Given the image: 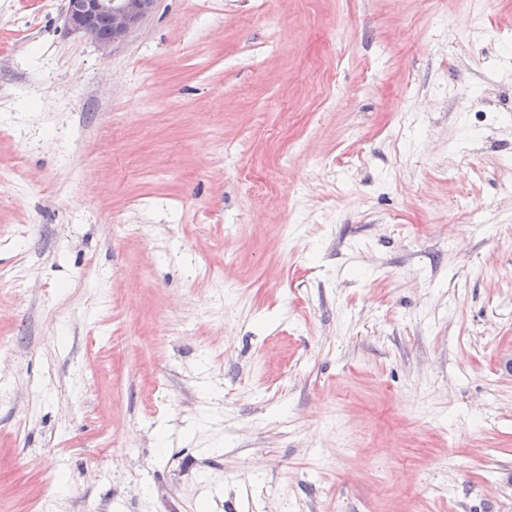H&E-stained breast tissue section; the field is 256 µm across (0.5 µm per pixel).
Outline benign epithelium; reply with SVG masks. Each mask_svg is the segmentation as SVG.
<instances>
[{
	"label": "benign epithelium",
	"mask_w": 512,
	"mask_h": 512,
	"mask_svg": "<svg viewBox=\"0 0 512 512\" xmlns=\"http://www.w3.org/2000/svg\"><path fill=\"white\" fill-rule=\"evenodd\" d=\"M156 0H66L64 23L108 51L122 42L155 8Z\"/></svg>",
	"instance_id": "benign-epithelium-1"
}]
</instances>
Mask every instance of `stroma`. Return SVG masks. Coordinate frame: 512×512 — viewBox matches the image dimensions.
I'll list each match as a JSON object with an SVG mask.
<instances>
[{
	"label": "stroma",
	"mask_w": 512,
	"mask_h": 512,
	"mask_svg": "<svg viewBox=\"0 0 512 512\" xmlns=\"http://www.w3.org/2000/svg\"><path fill=\"white\" fill-rule=\"evenodd\" d=\"M63 6L0 0V512H512V0ZM156 0H67L64 23L71 34L108 51L122 42L155 8ZM105 18L107 31L100 26Z\"/></svg>",
	"instance_id": "stroma-1"
}]
</instances>
